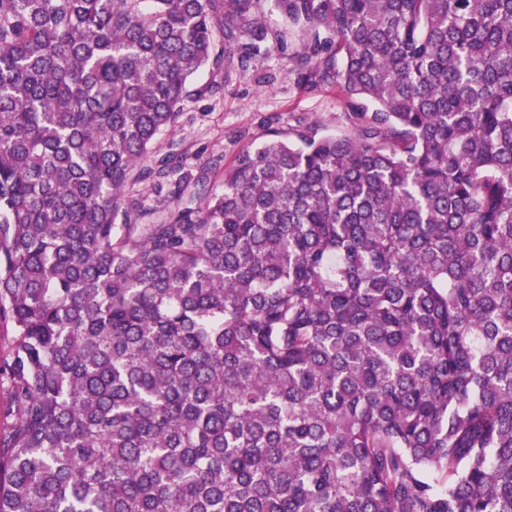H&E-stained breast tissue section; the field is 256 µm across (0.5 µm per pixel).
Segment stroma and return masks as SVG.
I'll list each match as a JSON object with an SVG mask.
<instances>
[{"label": "stroma", "mask_w": 512, "mask_h": 512, "mask_svg": "<svg viewBox=\"0 0 512 512\" xmlns=\"http://www.w3.org/2000/svg\"><path fill=\"white\" fill-rule=\"evenodd\" d=\"M193 96L180 106L174 129L160 133L154 148L184 154L193 176L220 188L224 168L247 143L266 139L270 130L315 126L324 133L348 134L352 120L336 87L302 95L283 54L258 55L247 71L205 68L193 78Z\"/></svg>", "instance_id": "obj_1"}]
</instances>
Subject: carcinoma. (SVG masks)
<instances>
[{
	"label": "carcinoma",
	"instance_id": "cac0c4a2",
	"mask_svg": "<svg viewBox=\"0 0 512 512\" xmlns=\"http://www.w3.org/2000/svg\"><path fill=\"white\" fill-rule=\"evenodd\" d=\"M259 2L0 0V512H512V0H271L354 131L202 197L154 140Z\"/></svg>",
	"mask_w": 512,
	"mask_h": 512
}]
</instances>
